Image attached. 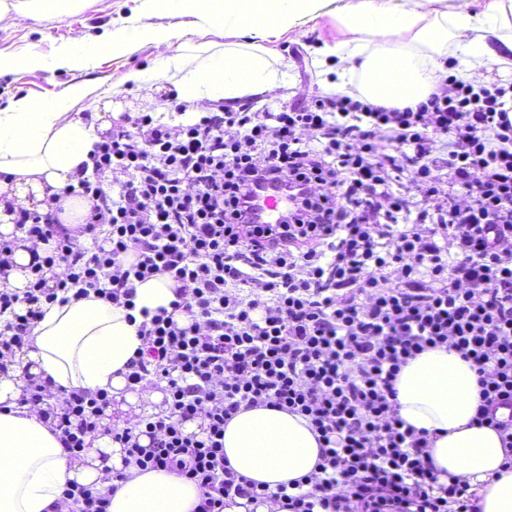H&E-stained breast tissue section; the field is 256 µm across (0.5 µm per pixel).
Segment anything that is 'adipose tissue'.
Instances as JSON below:
<instances>
[{"mask_svg":"<svg viewBox=\"0 0 512 512\" xmlns=\"http://www.w3.org/2000/svg\"><path fill=\"white\" fill-rule=\"evenodd\" d=\"M323 0H181L184 9L229 32L262 36L314 17ZM351 32L373 38L360 53L339 43L327 56L357 61L358 89L370 102L413 106L433 91L442 57L456 49L461 64H485L498 54L485 41L495 32L512 49V0H490L481 11L456 0L445 9L425 10L422 0H344L336 9ZM166 71L179 98L227 99L265 91L279 78L260 45L170 57ZM86 96L76 87L62 98L34 103L20 99L0 111V194L34 206L60 193L69 174L86 161L99 135L111 126L107 112L90 120L75 114ZM137 323L125 310L88 297L46 306L26 354L31 373L67 388L125 386L122 372L141 345ZM20 377L0 378V512H46L67 481L89 483L98 472L68 463L55 436L21 407ZM400 414L419 429L436 432L432 455L437 468L464 477L479 496L478 512H512V470L501 471L504 452L498 434L472 425L479 403L470 364L443 350L424 352L405 366L396 383ZM224 453L231 467L259 485L276 488L309 474L319 447L307 421L271 407L236 414L224 428ZM196 486L166 471L133 472L115 489L111 512H194Z\"/></svg>","mask_w":512,"mask_h":512,"instance_id":"ef3b65f1","label":"adipose tissue"}]
</instances>
